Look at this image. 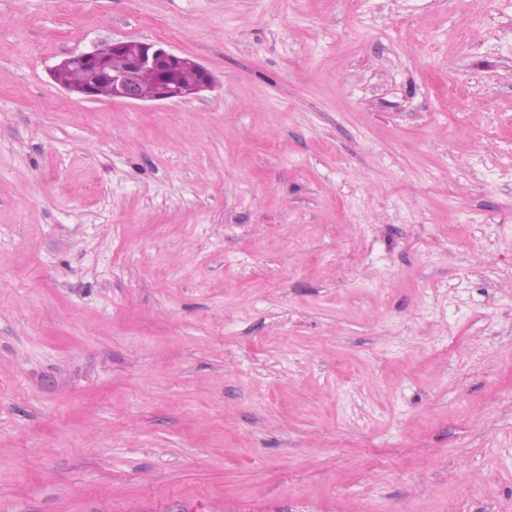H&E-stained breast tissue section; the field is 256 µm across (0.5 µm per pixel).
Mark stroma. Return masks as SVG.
<instances>
[{
	"instance_id": "35a3bbf8",
	"label": "stroma",
	"mask_w": 512,
	"mask_h": 512,
	"mask_svg": "<svg viewBox=\"0 0 512 512\" xmlns=\"http://www.w3.org/2000/svg\"><path fill=\"white\" fill-rule=\"evenodd\" d=\"M0 512H512V0H0ZM127 42L115 41L112 44H102L98 46L99 54L110 62L112 68H120L126 59L138 50L135 42L126 45ZM139 44L137 54L121 69L109 68L99 59L98 50L93 48L55 64L50 69V77L62 90L70 94L88 99L94 98L95 95V97L118 99L134 104L184 100L212 88L214 84L212 73L198 61L172 52L163 42H139ZM112 49L123 50L115 52ZM186 64H191L196 69L189 65L184 66ZM179 68L181 69L177 72V78L181 82L188 84L197 81L189 85L176 81L174 72ZM63 70H69L72 73V77L67 81L57 79L58 72ZM145 70L153 72L147 71L140 76V73ZM139 76L146 94H151L157 83L153 95L144 96ZM59 77L65 79L66 73L58 74ZM99 77L107 78L112 84L106 79H100L95 84V80Z\"/></svg>"
}]
</instances>
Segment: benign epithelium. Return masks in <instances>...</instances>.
<instances>
[{
  "label": "benign epithelium",
  "mask_w": 512,
  "mask_h": 512,
  "mask_svg": "<svg viewBox=\"0 0 512 512\" xmlns=\"http://www.w3.org/2000/svg\"><path fill=\"white\" fill-rule=\"evenodd\" d=\"M186 64L193 65L199 73L196 82L186 85L174 78V72ZM68 70L72 77L57 80L60 71ZM145 70L156 73L158 80L153 95L145 96L139 76ZM50 77L65 92L83 98L94 97L95 80L105 77L112 83V98L129 103L184 100L212 88V73L198 61L176 54L163 42L140 43L137 54L121 69H112L99 59L98 50L81 52L61 60L50 69Z\"/></svg>",
  "instance_id": "obj_1"
}]
</instances>
